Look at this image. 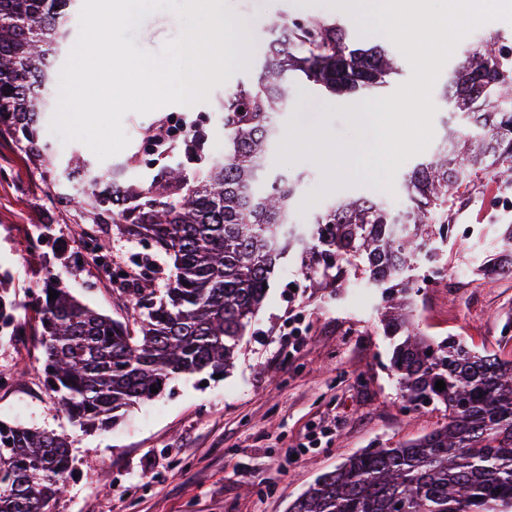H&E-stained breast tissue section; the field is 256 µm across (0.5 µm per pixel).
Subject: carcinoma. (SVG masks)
Here are the masks:
<instances>
[{"mask_svg": "<svg viewBox=\"0 0 512 512\" xmlns=\"http://www.w3.org/2000/svg\"><path fill=\"white\" fill-rule=\"evenodd\" d=\"M72 6L0 0V129L39 158L50 153L40 142L41 121ZM269 33L258 79L224 96L223 157L194 144L186 152L191 166L166 164L136 187L121 169L96 175L75 158L68 175L92 184L89 223L125 225L166 255L172 270L160 298L146 285L125 289L139 310L132 324L99 313L49 276L33 304L49 390L80 431H107L181 374H224L266 297L263 284L298 245L311 255L320 287L345 280L380 294L401 398L444 407L448 422L394 448L348 457L289 512H512V361L453 336L425 335L409 316L407 276L420 259L440 258L436 243L479 176L512 184V53L478 46L448 78L440 99L459 124L407 172L401 208L347 198L300 227L292 220L296 185L269 164L276 117L295 81L370 95L399 66L382 45L361 47L331 19H273ZM16 321L17 304L0 281V326ZM74 471L69 438L0 421V512H47Z\"/></svg>", "mask_w": 512, "mask_h": 512, "instance_id": "cac0c4a2", "label": "carcinoma"}]
</instances>
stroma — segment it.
I'll return each instance as SVG.
<instances>
[{
  "mask_svg": "<svg viewBox=\"0 0 512 512\" xmlns=\"http://www.w3.org/2000/svg\"><path fill=\"white\" fill-rule=\"evenodd\" d=\"M220 17L236 19L248 33L245 62L231 64L230 78L214 86L206 100L168 105L148 114L127 113L123 127L129 145L97 162L106 170L130 162L128 180L151 179L155 165L142 162L144 134L171 114H181L206 135L208 153L224 148L220 108L239 81L255 79L270 40L267 21L312 15L336 19L352 38L366 39L378 27L373 0L350 8L348 0H223ZM187 18L168 10L144 16L127 31L137 48L159 52L188 27ZM512 49V24L493 20L464 36L438 74L446 82L465 52L487 40ZM359 95H329L299 82L288 107L277 116L278 133L269 163L297 182L294 223L306 224L340 197L384 196L392 206L403 199L401 172L350 171L336 153L357 136L351 117L365 105ZM54 160L53 174L35 162L25 143L0 136V274H8L29 340L26 349L0 341V369L17 374L0 387V420L47 428L73 439L77 478L70 481L53 512H288L289 505L316 478L366 448L396 446L429 433L448 420L441 408L403 401L390 370L391 343L384 336L380 299L364 285L314 288L305 279L304 257L292 251L270 280L267 298L246 328L227 374H183L165 393L131 408L109 431H76L47 390L32 303L47 274L62 278L71 293L100 313L127 320L128 288L142 281L164 290L171 264L148 255L145 244L122 225L87 223L86 207L67 177L75 155L91 158L82 143H62L50 129L41 132ZM512 186L483 177L470 202L450 227L442 258L448 282H424L427 262L412 272L411 302L421 330L442 340L464 339L476 350L512 360V274L481 275L490 258H502L505 232L512 228ZM41 224L52 237L31 249V233ZM477 227L461 239V226ZM94 230L109 254L108 266L81 255L84 231ZM333 433L308 449L298 462L287 449L298 446L312 425Z\"/></svg>",
  "mask_w": 512,
  "mask_h": 512,
  "instance_id": "obj_1",
  "label": "stroma"
}]
</instances>
